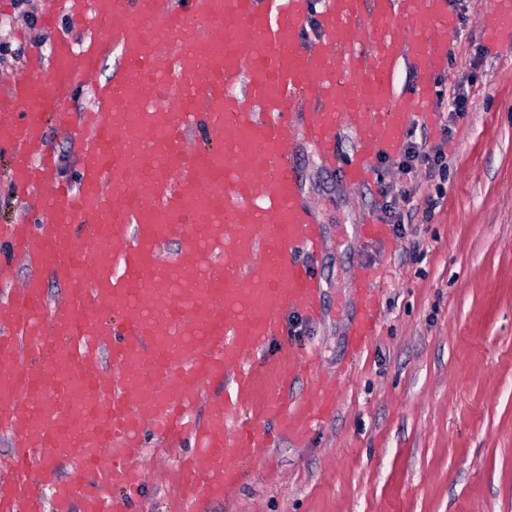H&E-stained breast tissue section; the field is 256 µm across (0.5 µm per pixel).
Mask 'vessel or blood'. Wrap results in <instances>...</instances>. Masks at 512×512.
<instances>
[{"mask_svg": "<svg viewBox=\"0 0 512 512\" xmlns=\"http://www.w3.org/2000/svg\"><path fill=\"white\" fill-rule=\"evenodd\" d=\"M444 0H62L90 35L82 50L56 43L46 71L21 76L0 98V149L22 193L45 190L39 223L0 225L12 257L30 268L0 306V430L11 439L0 512H42L40 464L69 459L53 483L55 512H128L146 482L135 464L145 434L190 441V497L230 493L236 462L264 447L240 418L258 379L246 358L276 336L285 310H317L320 280L308 261L323 244L298 191L291 149L316 143L349 186L374 180V163L400 152L404 129L432 121L430 76L442 46L428 23L456 25ZM316 17L319 38L300 35ZM494 44L512 42V0L482 16ZM119 48L123 67L95 87L92 109L68 110L75 87ZM423 80L393 91L401 60ZM311 108L298 123L296 105ZM78 129L77 191L55 179L44 116ZM204 121L211 149L185 133ZM354 133L342 153L343 131ZM179 236L181 256L161 245ZM64 287L48 303L44 273ZM354 288L361 346L375 325L367 269ZM306 400H264L265 416L300 434L301 418L329 412L334 383L308 379ZM208 401L206 421L196 410Z\"/></svg>", "mask_w": 512, "mask_h": 512, "instance_id": "vessel-or-blood-1", "label": "vessel or blood"}]
</instances>
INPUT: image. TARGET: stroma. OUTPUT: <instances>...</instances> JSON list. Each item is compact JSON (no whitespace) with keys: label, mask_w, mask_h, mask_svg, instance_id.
<instances>
[{"label":"stroma","mask_w":512,"mask_h":512,"mask_svg":"<svg viewBox=\"0 0 512 512\" xmlns=\"http://www.w3.org/2000/svg\"><path fill=\"white\" fill-rule=\"evenodd\" d=\"M489 0H446L457 23L436 73L432 123L407 128L411 141L439 147L448 177L404 175L399 156L376 160L374 185L349 188L317 145L299 139L304 203L323 233L314 262L322 278L318 317L288 312L255 365L263 395L299 401L304 376L282 383L281 349L295 359L316 350V370L344 378L333 413L303 438L269 419L264 456L237 464L232 494L193 500L185 445L149 434L141 465L147 482L130 512H512V45L487 48L479 16ZM60 0H0V95L22 75L49 65L61 39L86 40L59 15ZM58 15L55 28L43 25ZM461 85L465 115L453 119L441 93ZM57 179L78 186L73 134L45 123ZM443 191L434 210L427 196ZM21 198L8 151H0V224L35 213ZM371 216L381 239L358 234ZM366 267L379 301L377 330L362 351L349 334L356 316L351 280Z\"/></svg>","instance_id":"35a3bbf8"}]
</instances>
